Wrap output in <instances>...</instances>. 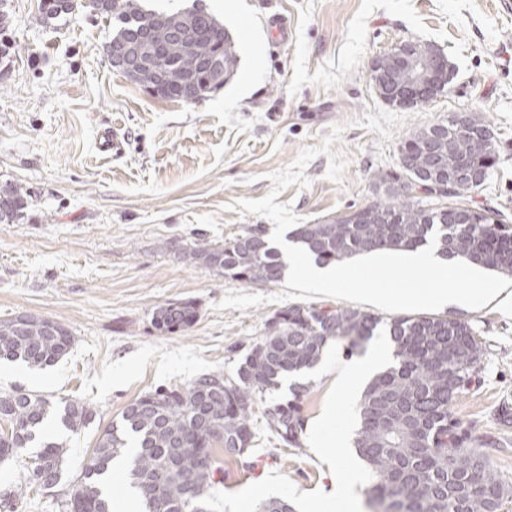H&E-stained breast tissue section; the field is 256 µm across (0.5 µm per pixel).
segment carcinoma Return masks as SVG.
<instances>
[{
  "instance_id": "1",
  "label": "carcinoma",
  "mask_w": 512,
  "mask_h": 512,
  "mask_svg": "<svg viewBox=\"0 0 512 512\" xmlns=\"http://www.w3.org/2000/svg\"><path fill=\"white\" fill-rule=\"evenodd\" d=\"M98 14L116 21L112 39L129 41L161 19L176 22L184 11L144 10L138 0H104ZM78 4L41 0L48 18L68 15ZM209 35L171 58L172 77L179 80L194 60L224 42V81L236 70L233 39L210 12L201 10ZM485 121L456 113L410 136L402 150L413 166L374 176L381 195L352 212L323 224H299L289 239L324 265L353 256L385 251L417 250L437 236L439 254L461 259L498 274L512 275V227L501 214L468 201L472 178L462 177L450 195L424 190L418 173L433 165L453 174L459 170L487 178L496 164L495 141L477 151L460 132L463 119ZM437 160L413 152V145L431 134ZM29 194L14 184L0 186V224L25 218ZM473 211L475 223L457 224L449 208ZM190 263L202 261L217 272L247 284L282 281L287 264L280 250L256 225L222 245L206 242L183 252ZM277 328L267 330L249 348L233 377L221 372L202 374L180 388H159L126 406L117 422L99 433L81 478L61 503L64 512H112L111 493L103 481L113 463L132 456L128 479L146 512H208L198 502L224 486V449L242 448L246 458L255 439L252 406L263 393L288 375L316 366L331 341L346 353L363 347L379 326L386 325L393 363L365 386L359 401V426L354 445L372 472L370 500H390L393 512H499L512 491L499 481L480 439L453 417L451 405L480 379L484 344L469 322L451 314L379 316L348 308L292 304L275 313ZM198 308L192 301H164L152 314L154 328L163 334L194 325ZM72 336L57 322L24 313L0 320V359L32 367L51 365L70 349ZM290 397L266 413L267 428L285 445L298 448L307 427L301 400L308 385L295 382ZM95 417L91 403L66 400L58 404L32 393L0 392V462L21 459L39 449L27 476L61 477L62 445L48 431L50 420L78 431ZM258 512H295L286 499L270 498Z\"/></svg>"
}]
</instances>
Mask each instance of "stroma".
Instances as JSON below:
<instances>
[{"mask_svg":"<svg viewBox=\"0 0 512 512\" xmlns=\"http://www.w3.org/2000/svg\"><path fill=\"white\" fill-rule=\"evenodd\" d=\"M231 33L234 77L197 103L160 99L114 70L106 56L108 21L82 8L45 20L40 0H0L6 35L19 47L0 60V185L30 195L17 224H0V320L21 313L49 318L74 338L53 366L0 364V390L92 403L94 421L61 431L64 463L53 488L24 485L27 467L0 463V491L21 486L16 507L0 512H58L72 494L100 429L143 394L195 377L233 374L247 347L265 334L274 304L216 310L227 291L270 295L284 283L246 285L182 259L203 239L221 245L258 224L235 202L264 197L270 173L303 147L344 128L332 148L348 165L342 183L316 157L306 187L277 198L305 223L336 217L377 197L374 174L397 169L413 132L472 112L489 124L497 163L469 195L512 224V8L503 0H202ZM283 18L288 37L271 39ZM418 40L439 48L454 68L446 91L426 107L400 109L377 94L371 59ZM116 127L120 156L100 154L99 131ZM190 299L198 320L163 335L156 305ZM485 343L480 381L451 411L482 439L501 479L512 485V309L491 300L461 309ZM272 403L253 406L259 432L251 464L227 466L224 489L237 492L271 472L301 491H329L335 479L309 446L281 444L267 429Z\"/></svg>","mask_w":512,"mask_h":512,"instance_id":"stroma-1","label":"stroma"}]
</instances>
